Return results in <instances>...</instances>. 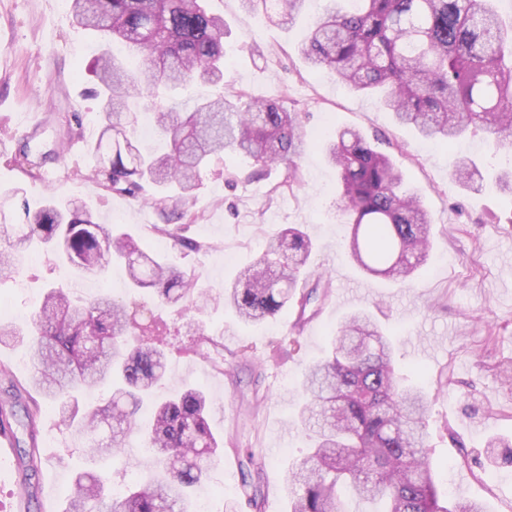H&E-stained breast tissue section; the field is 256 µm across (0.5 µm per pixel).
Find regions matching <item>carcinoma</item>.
<instances>
[{
	"label": "carcinoma",
	"mask_w": 512,
	"mask_h": 512,
	"mask_svg": "<svg viewBox=\"0 0 512 512\" xmlns=\"http://www.w3.org/2000/svg\"><path fill=\"white\" fill-rule=\"evenodd\" d=\"M203 0H70L75 22L120 40L132 63L106 52L97 61L101 132L90 150L94 175L112 192L144 199L163 216L193 220L186 206L202 170L214 154L238 153L253 161L251 176L272 167L286 169L284 185L300 183L297 159L303 140L296 114L275 99L242 102L203 98L189 112L168 104L167 95L187 83L224 82V19ZM248 12L261 11L289 27L308 0H241ZM302 54L315 70L329 69L361 93H378L401 125L414 127L435 143L450 144L472 127L482 129L495 151L512 154V19L498 0H323ZM150 101L157 132L167 144L161 154L141 150L127 99ZM327 158L339 173L340 210L352 224L350 251L368 274L404 283L421 269L431 246V219L401 171L358 130L336 129ZM456 181L478 191V169L467 157L453 163ZM24 222H0V277L16 270L15 256L38 242L89 275H103L114 262L125 266L135 296L103 295L78 302L62 287L50 288L23 333L0 323V344L27 340L32 374L15 382L8 366L0 377L16 392L29 387L58 405L63 423L99 458L113 459L131 435H139L165 471L163 478L112 492L111 473L76 476L64 512H186L193 488L208 471L206 462L224 453L214 435L207 397L186 386L154 406L148 425L140 421L144 399L165 376V338L160 326L137 320L136 294L157 303L198 309L194 272L153 255L110 224H99L79 202L51 198L33 210L21 202ZM184 225L159 224L172 246L184 243ZM313 242L289 226L267 240L251 265L224 287V301L245 323L277 317L299 303L302 325L317 288L305 290L301 269ZM195 353L224 366L219 344L202 335ZM304 404L298 421L311 446L284 473L288 512H342L349 490L379 501L381 512H485L476 502L452 505L437 484L427 442V397L405 382L395 366L394 344L365 310L336 329L328 355L309 366L300 383ZM23 415L0 404V422L9 421L17 446L22 486L38 473L35 445L36 398ZM242 491L254 509L264 495L252 473L263 462L251 449L239 460Z\"/></svg>",
	"instance_id": "obj_1"
}]
</instances>
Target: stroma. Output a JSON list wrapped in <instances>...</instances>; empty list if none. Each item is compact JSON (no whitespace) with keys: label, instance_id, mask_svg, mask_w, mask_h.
I'll list each match as a JSON object with an SVG mask.
<instances>
[{"label":"stroma","instance_id":"obj_1","mask_svg":"<svg viewBox=\"0 0 512 512\" xmlns=\"http://www.w3.org/2000/svg\"><path fill=\"white\" fill-rule=\"evenodd\" d=\"M223 17L228 73L219 85L174 92L186 106L199 96L236 94L280 100L301 120L298 160L302 184L285 189L284 169L252 177L253 166L228 154L205 169L195 194L197 220L178 250L156 231L159 213L140 199L104 190L89 170V150L100 132L93 93L99 47L62 0H0V211L20 222L22 200L88 203L99 223L129 232L147 250L174 255L211 292L207 308L187 313L152 305L167 336V396L183 385L201 387L211 426L225 443L252 449L264 462V512H287L283 474L307 446L294 419L306 368L330 346L336 326L352 311L373 313L391 337L396 366L429 397L427 429L432 459L449 499L482 502L487 512H512V465L487 451L490 440L512 443V194L495 188L512 156L489 150L482 130H469L455 149L426 148L409 126L395 122L376 98L358 93L306 66L304 24L282 29L245 12L240 0H206ZM359 129L402 171L433 219V248L424 271L404 287L367 277L347 250L349 229L339 216V187L325 147L337 127ZM42 158L35 174L16 164L22 152ZM472 158L485 190H462L452 177L456 155ZM237 172V182L227 180ZM22 188L23 198L10 192ZM298 224L314 250L310 268L330 276L327 300L306 309L291 305L276 319L247 324L225 306V283L263 251L270 235ZM79 284L91 295L126 296L124 267L103 276L65 268L55 253L24 254L14 278L0 281V322L27 327L48 287ZM304 325H297L298 315ZM222 341L224 368L190 353L196 331ZM42 467L35 496L22 501L15 450L0 454V512H63L78 472L95 467L81 439L43 405L37 420ZM114 488L156 475L149 452L129 442L111 465ZM239 472L213 463L194 500L208 512H254L240 502Z\"/></svg>","mask_w":512,"mask_h":512}]
</instances>
